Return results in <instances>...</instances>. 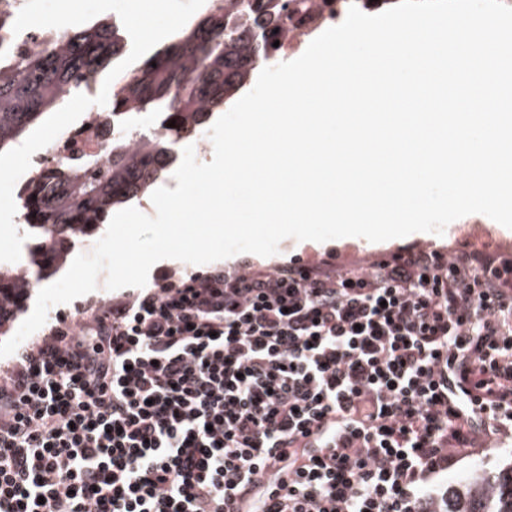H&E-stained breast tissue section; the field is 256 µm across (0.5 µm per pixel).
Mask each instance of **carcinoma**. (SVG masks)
Here are the masks:
<instances>
[{
	"mask_svg": "<svg viewBox=\"0 0 512 512\" xmlns=\"http://www.w3.org/2000/svg\"><path fill=\"white\" fill-rule=\"evenodd\" d=\"M318 7L319 0L215 3L195 27L129 72L112 91V109L98 126V134L108 138L107 160L71 158L19 190L37 281L55 275L113 207L144 194L168 170L173 148L207 125L215 109L268 63L273 43L288 33L293 19ZM124 48L119 27L100 21L64 32L63 42L45 52L0 61V152L56 111L67 95L89 90ZM141 111L155 114L160 134L136 144L112 137V127ZM35 282L28 270L0 263V328L14 320ZM447 512H512V462L452 485Z\"/></svg>",
	"mask_w": 512,
	"mask_h": 512,
	"instance_id": "obj_1",
	"label": "carcinoma"
}]
</instances>
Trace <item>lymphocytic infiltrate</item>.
<instances>
[{
	"mask_svg": "<svg viewBox=\"0 0 512 512\" xmlns=\"http://www.w3.org/2000/svg\"><path fill=\"white\" fill-rule=\"evenodd\" d=\"M512 440V258L158 277L0 380V512H441Z\"/></svg>",
	"mask_w": 512,
	"mask_h": 512,
	"instance_id": "lymphocytic-infiltrate-1",
	"label": "lymphocytic infiltrate"
}]
</instances>
